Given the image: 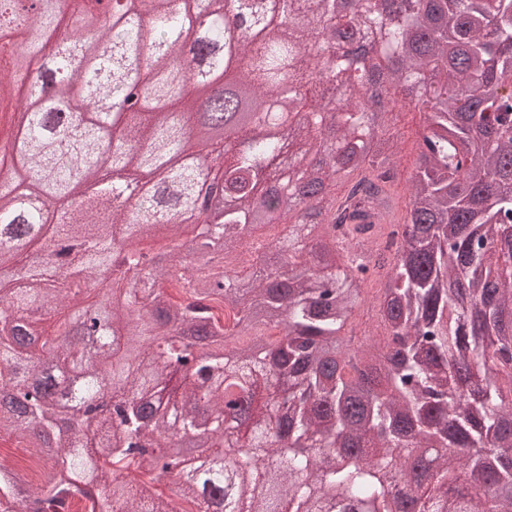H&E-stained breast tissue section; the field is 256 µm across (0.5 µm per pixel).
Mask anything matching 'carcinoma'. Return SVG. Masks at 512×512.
Returning <instances> with one entry per match:
<instances>
[{
  "mask_svg": "<svg viewBox=\"0 0 512 512\" xmlns=\"http://www.w3.org/2000/svg\"><path fill=\"white\" fill-rule=\"evenodd\" d=\"M179 2L151 0L143 10L117 0L103 32L94 15H73V27L100 33L110 55L81 40L47 52L62 22L51 6L28 26L0 30V44L22 60L0 81V140L13 136L14 91L28 85L27 61L55 68L54 95L27 113L25 148L16 153V179L39 177L21 197L12 183L0 188V266L15 259L4 241L14 226L32 231L38 254L51 242L72 243L67 273L0 280V391L32 387L0 404V435L27 441L45 463L33 486L0 464V504L31 500L34 512H66L90 487L91 512H180L156 489L176 466L164 451L172 432L191 437L194 456L210 465L201 482L192 469L176 477L178 498L196 512H272L270 482L291 512H397L387 473L413 480L427 448L444 452L432 478L412 490L416 512H512V135L503 129L512 125V0H418L419 12L351 0L350 15L337 0H280L291 25L271 14L230 39L224 14L211 17L203 44L236 48L211 56L195 79L226 74L232 85L257 88L252 105L271 100L307 129L281 189L299 192L306 157L333 143L316 171L317 248L287 231L263 244L249 232L256 179L277 147L255 126L222 172L237 205L219 230L202 222L183 237L177 216L191 209L203 174L199 147L212 123H232L240 103L226 97L199 112L185 100L186 79L161 64L186 58L183 35L199 0L184 10ZM356 36L376 46L390 98L418 95L423 133L403 220L415 225L411 241L398 222L353 223L348 212L361 204L389 212L399 162L394 113L369 121L363 74L340 52L339 42ZM142 59L155 62L150 90L139 109L124 112L119 104L141 77ZM328 84L349 92L332 124L324 117ZM92 95L109 104L99 117L86 112ZM104 154L114 170L146 171L152 193L136 195L125 179L72 206ZM120 196L129 204L116 209ZM155 237L207 267L251 248L258 255L245 274L226 267L184 276L195 301L175 304L166 284L182 266L127 276L147 256L140 244ZM103 269L117 278L94 356L71 342L69 316L54 334H35ZM373 276L385 279L376 313L383 341L346 332ZM244 277L252 287H232ZM214 299L230 312L222 326L203 304ZM273 328L279 333L266 334ZM190 334L206 343L192 371L184 369L197 360ZM245 334L248 345L228 347ZM104 370L118 425L99 444L62 424V406L42 384L49 371L75 377L73 405L96 429ZM488 445L500 449L490 460L481 453Z\"/></svg>",
  "mask_w": 512,
  "mask_h": 512,
  "instance_id": "obj_1",
  "label": "carcinoma"
}]
</instances>
